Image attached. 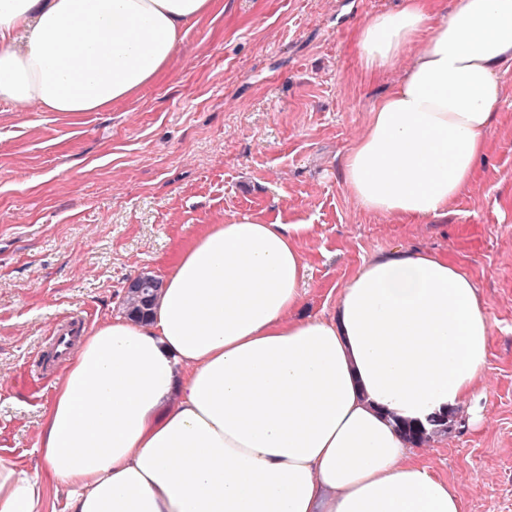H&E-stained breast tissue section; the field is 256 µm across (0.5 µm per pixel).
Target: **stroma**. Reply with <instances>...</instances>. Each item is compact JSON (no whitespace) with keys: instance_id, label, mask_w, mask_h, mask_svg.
<instances>
[{"instance_id":"35a3bbf8","label":"stroma","mask_w":512,"mask_h":512,"mask_svg":"<svg viewBox=\"0 0 512 512\" xmlns=\"http://www.w3.org/2000/svg\"><path fill=\"white\" fill-rule=\"evenodd\" d=\"M400 4L216 0L167 75L126 101L76 115L0 103V460L41 466L34 447L59 374L33 362L51 328L124 314L132 280L163 278L205 225L249 215L313 225L299 242L305 317L331 315L373 255L461 264L490 320L486 394L420 452L464 512H512V65L477 176L446 216L363 209L344 156L410 58L368 78L352 34Z\"/></svg>"}]
</instances>
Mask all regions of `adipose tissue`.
Segmentation results:
<instances>
[{
	"label": "adipose tissue",
	"mask_w": 512,
	"mask_h": 512,
	"mask_svg": "<svg viewBox=\"0 0 512 512\" xmlns=\"http://www.w3.org/2000/svg\"><path fill=\"white\" fill-rule=\"evenodd\" d=\"M215 0H0V102L97 112L160 80ZM403 0L355 38L365 70L415 54L346 153L364 209L447 215L512 64V0ZM304 224L237 216L173 259L144 321L100 322L54 386L42 467L0 462V512H463L411 426L482 398L490 324L445 254L364 261L301 319Z\"/></svg>",
	"instance_id": "obj_1"
}]
</instances>
